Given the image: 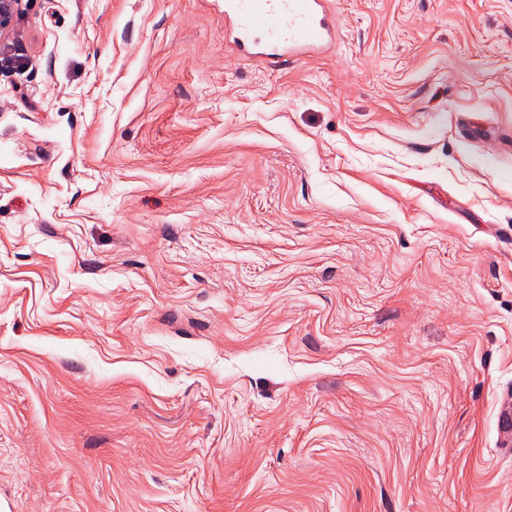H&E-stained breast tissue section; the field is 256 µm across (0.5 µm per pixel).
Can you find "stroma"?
Returning a JSON list of instances; mask_svg holds the SVG:
<instances>
[{"label": "stroma", "instance_id": "1", "mask_svg": "<svg viewBox=\"0 0 512 512\" xmlns=\"http://www.w3.org/2000/svg\"><path fill=\"white\" fill-rule=\"evenodd\" d=\"M22 0L0 40V504L512 512V0ZM330 0H224V45L239 59L294 63L336 43Z\"/></svg>", "mask_w": 512, "mask_h": 512}]
</instances>
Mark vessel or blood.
Masks as SVG:
<instances>
[{"label": "vessel or blood", "instance_id": "vessel-or-blood-1", "mask_svg": "<svg viewBox=\"0 0 512 512\" xmlns=\"http://www.w3.org/2000/svg\"><path fill=\"white\" fill-rule=\"evenodd\" d=\"M335 43L331 0H224V44L237 58L294 63Z\"/></svg>", "mask_w": 512, "mask_h": 512}]
</instances>
